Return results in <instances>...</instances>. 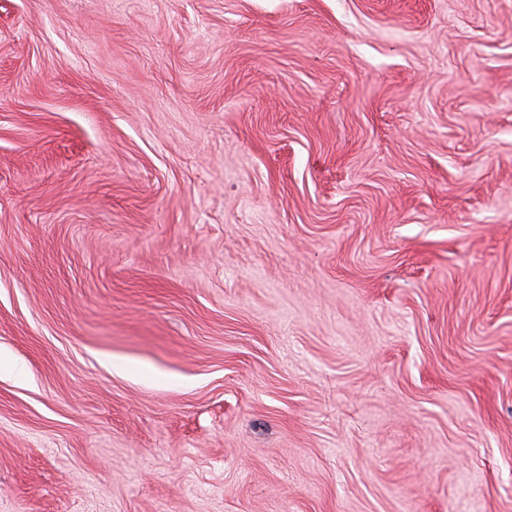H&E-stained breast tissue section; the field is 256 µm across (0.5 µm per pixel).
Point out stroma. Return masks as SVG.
<instances>
[{
  "mask_svg": "<svg viewBox=\"0 0 512 512\" xmlns=\"http://www.w3.org/2000/svg\"><path fill=\"white\" fill-rule=\"evenodd\" d=\"M0 512H512V0H0Z\"/></svg>",
  "mask_w": 512,
  "mask_h": 512,
  "instance_id": "obj_1",
  "label": "stroma"
}]
</instances>
